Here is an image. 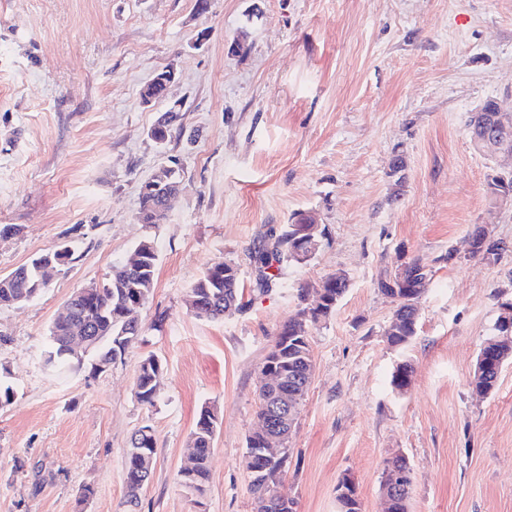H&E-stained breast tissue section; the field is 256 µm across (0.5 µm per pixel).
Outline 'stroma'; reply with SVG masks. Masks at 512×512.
<instances>
[{
	"label": "stroma",
	"mask_w": 512,
	"mask_h": 512,
	"mask_svg": "<svg viewBox=\"0 0 512 512\" xmlns=\"http://www.w3.org/2000/svg\"><path fill=\"white\" fill-rule=\"evenodd\" d=\"M204 44H196L199 31ZM247 31L249 48L231 42ZM175 65L168 95L139 92ZM512 109V0H0V275L62 244L73 261L33 301L0 308V512H132L124 461L150 426L154 474L133 512H255L242 464L258 426L260 368L298 290L342 272L349 288L308 324L314 372L288 441L280 491L293 512H338L354 481L362 512H383L388 460L414 481L407 512H512V361L494 393L471 377L512 300V200L468 120L486 100ZM180 105L164 144L149 131ZM177 162L165 223H138L141 184ZM324 231L308 262L259 288L255 248L294 213ZM503 242L471 255L476 229ZM156 286L140 338L107 372L46 362L49 329L73 292L105 280L143 238ZM420 258L433 270L403 348L381 280ZM224 261L244 306L197 318L190 286ZM164 373L154 406L135 395L143 359ZM414 368L408 389L391 376ZM218 426L203 495L177 472L202 406Z\"/></svg>",
	"instance_id": "35a3bbf8"
}]
</instances>
